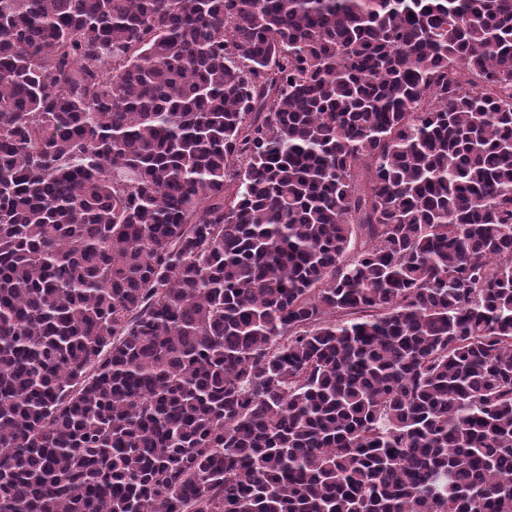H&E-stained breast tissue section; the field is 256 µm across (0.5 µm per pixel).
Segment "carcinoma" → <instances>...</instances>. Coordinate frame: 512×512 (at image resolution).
Instances as JSON below:
<instances>
[{
	"mask_svg": "<svg viewBox=\"0 0 512 512\" xmlns=\"http://www.w3.org/2000/svg\"><path fill=\"white\" fill-rule=\"evenodd\" d=\"M0 512H512V0H0Z\"/></svg>",
	"mask_w": 512,
	"mask_h": 512,
	"instance_id": "cac0c4a2",
	"label": "carcinoma"
}]
</instances>
